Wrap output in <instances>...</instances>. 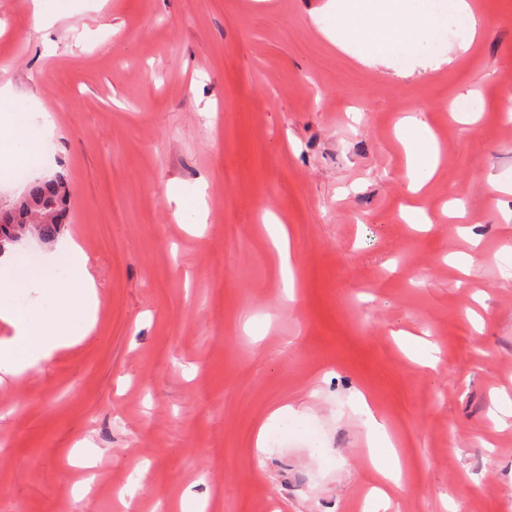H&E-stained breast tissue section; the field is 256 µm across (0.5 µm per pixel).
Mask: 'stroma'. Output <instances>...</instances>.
<instances>
[{"label": "stroma", "instance_id": "obj_1", "mask_svg": "<svg viewBox=\"0 0 512 512\" xmlns=\"http://www.w3.org/2000/svg\"><path fill=\"white\" fill-rule=\"evenodd\" d=\"M325 2L66 0L50 26L0 0V85L52 122L61 235L101 299L92 336L0 385V512H126L123 482L137 512H367L371 413L404 460L395 512H512V196L488 189L512 181V0H472L470 47L449 32L440 66L412 68L315 37ZM419 111L444 164L414 226L400 131ZM201 177L205 223H177ZM423 342L437 368L408 357ZM270 216L273 218V221L269 222L266 220L265 223L267 225L272 243L279 255L280 267L282 270L284 295L286 299H288L289 301H293L294 280L292 266L294 263V257L290 249L288 233L283 224H279V222H277V218L274 217L271 213H267L266 219L267 217Z\"/></svg>", "mask_w": 512, "mask_h": 512}]
</instances>
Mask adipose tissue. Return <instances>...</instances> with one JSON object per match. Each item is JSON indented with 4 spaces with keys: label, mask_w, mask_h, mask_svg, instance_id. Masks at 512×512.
Listing matches in <instances>:
<instances>
[{
    "label": "adipose tissue",
    "mask_w": 512,
    "mask_h": 512,
    "mask_svg": "<svg viewBox=\"0 0 512 512\" xmlns=\"http://www.w3.org/2000/svg\"><path fill=\"white\" fill-rule=\"evenodd\" d=\"M317 31L341 49H354L370 67L390 66L393 58L425 59L431 46L451 27L474 36L477 18L468 0H327L314 20ZM418 140L407 142L409 189L419 192L435 178L437 145L428 126L410 118ZM48 124H12L0 115V146H12L6 169L30 160V148L48 131ZM100 300L80 244L67 239L38 256L20 246L0 257V319L13 335L0 341V380L18 378L50 361L58 350L84 341L96 327ZM368 445L376 473L391 487L401 488V456L386 426L368 421Z\"/></svg>",
    "instance_id": "ef3b65f1"
}]
</instances>
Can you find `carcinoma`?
<instances>
[{
    "instance_id": "cac0c4a2",
    "label": "carcinoma",
    "mask_w": 512,
    "mask_h": 512,
    "mask_svg": "<svg viewBox=\"0 0 512 512\" xmlns=\"http://www.w3.org/2000/svg\"><path fill=\"white\" fill-rule=\"evenodd\" d=\"M70 195L67 182L56 175L30 181L19 199L0 205V252L18 235L55 240L65 224Z\"/></svg>"
}]
</instances>
